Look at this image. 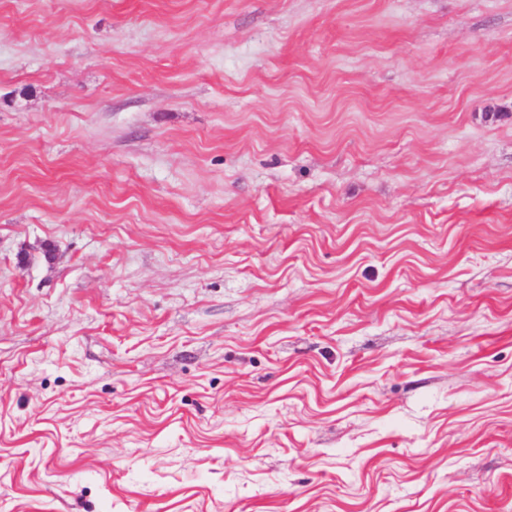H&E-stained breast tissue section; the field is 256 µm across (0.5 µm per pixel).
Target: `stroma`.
<instances>
[{
	"instance_id": "obj_1",
	"label": "stroma",
	"mask_w": 512,
	"mask_h": 512,
	"mask_svg": "<svg viewBox=\"0 0 512 512\" xmlns=\"http://www.w3.org/2000/svg\"><path fill=\"white\" fill-rule=\"evenodd\" d=\"M0 512H512V0H0Z\"/></svg>"
}]
</instances>
